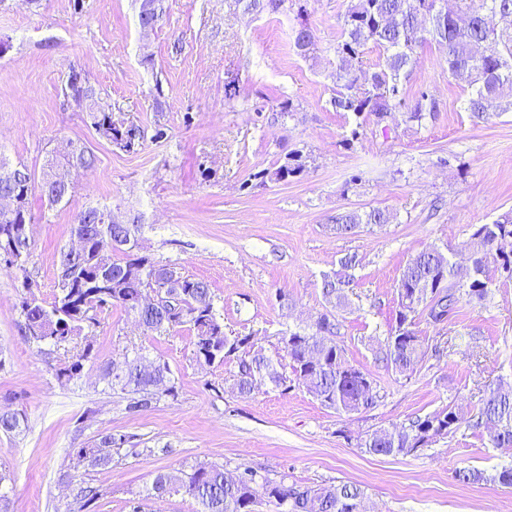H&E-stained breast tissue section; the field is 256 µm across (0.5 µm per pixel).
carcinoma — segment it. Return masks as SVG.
Listing matches in <instances>:
<instances>
[{"label":"carcinoma","instance_id":"obj_1","mask_svg":"<svg viewBox=\"0 0 512 512\" xmlns=\"http://www.w3.org/2000/svg\"><path fill=\"white\" fill-rule=\"evenodd\" d=\"M138 24L141 30L157 26L162 8L160 0H137ZM448 0H351L343 16V41L336 48V96L333 105L338 112H352L362 121L381 124L403 114L407 121L420 122L437 115V105L425 91L414 101L405 97L402 80L416 63L415 47L432 38L446 47L448 73L460 85L472 90L466 110L478 120H487L512 108V28L501 27L496 19L512 18V0H455L456 12L445 9ZM372 42L383 47L384 65L359 81L363 47ZM294 46L306 54L315 46L312 30L301 25L294 31ZM91 107L94 127L100 137L113 146L132 151L143 142L140 126L126 121L114 111L109 97L96 92ZM305 157L299 152L288 154L271 177L286 181L300 175ZM39 192L49 205H57L72 197L73 186L47 184L43 176L23 163L11 165L0 158V197L16 198L10 210L0 208V250L11 251L13 267L28 274L31 262L32 223L29 197ZM112 209L86 207L74 218L73 231L84 237L78 253H61L56 291L46 302L32 294L20 303L28 341L41 346L62 349L68 357L57 370L60 378L80 375L83 362L92 355V346L80 341L100 325V315L114 306L137 312V321L145 333L164 334L186 325L194 332V358L201 366L237 360L235 388L245 398L252 396L257 375L263 373L269 383L283 390L298 385L320 403L339 414H354L377 404L380 393L370 374L350 365L343 348L336 342V324L322 314L309 332H290L280 337L292 376L278 371L262 354L251 351L250 338L227 336L224 318L214 305L210 284L189 278L171 263H162L140 252L135 223H114ZM391 215L382 209L363 214H336L333 231L338 237L355 233L362 224H388ZM466 248L472 254L470 277L459 282L454 265L438 247L422 250L412 256L402 269L398 281L399 310L379 354L400 374H410L424 360L429 346L412 329L418 310L428 311L429 318L443 322L455 316L462 297L483 300L493 284L490 270L512 267V212L490 224L474 226ZM119 252L122 257L115 258ZM176 284L178 304L174 308L140 305L142 294L165 284ZM351 276L343 273L327 276L322 282V295L336 307L347 304ZM142 349L126 350L123 365L107 363L102 368L106 385L130 394L126 409L140 413L152 407L163 395H175L171 370L158 364L153 376L143 375L138 364ZM23 416L17 411L0 412V432L10 435L20 431ZM477 430L497 429L491 437L494 445L512 446V385L500 384L490 390L479 411L471 416L453 406L419 417L407 425L375 430L366 434L360 447L374 455H399L414 451L436 436L457 432L461 427ZM124 435L105 433L89 448L76 449L74 467L97 455L93 467L112 465L113 452L123 448ZM152 495L162 499L182 491L199 500L205 512H252L251 506L261 500L287 506V512H359L362 490L354 483L327 487H309L268 480L256 471L228 470L219 465L193 467L178 475L158 473L151 485ZM99 497V491L83 480L73 489L68 512H88Z\"/></svg>","mask_w":512,"mask_h":512}]
</instances>
